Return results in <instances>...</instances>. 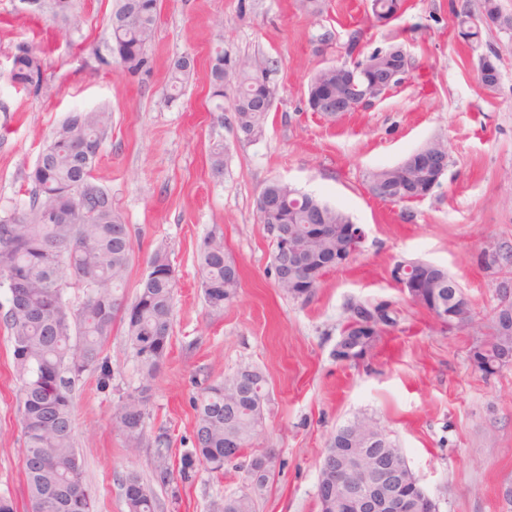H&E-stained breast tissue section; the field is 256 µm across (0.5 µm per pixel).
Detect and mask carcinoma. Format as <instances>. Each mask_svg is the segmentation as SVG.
I'll list each match as a JSON object with an SVG mask.
<instances>
[{"mask_svg":"<svg viewBox=\"0 0 512 512\" xmlns=\"http://www.w3.org/2000/svg\"><path fill=\"white\" fill-rule=\"evenodd\" d=\"M46 12L63 20L68 28L83 23L73 0H45ZM126 0L106 18L112 51L123 70L135 74L148 70V48L160 17V0H139L136 13L115 28L113 19L123 13ZM403 0H372V12L388 16L401 10ZM24 69L10 77L13 84L38 89L43 82L41 59L22 44ZM192 59L174 63L171 89L179 92L181 77L191 68ZM268 61L245 57L231 69L237 88L232 99L236 122L248 139L263 134L268 113L252 111L256 100L266 95L265 83L257 69ZM210 97L224 98V72L210 67ZM112 125V113L103 110H76L69 113L54 132L29 175L33 185L28 206L0 218V287L8 288L9 306L3 323L10 333L12 359L19 381V423L24 437L23 473L31 512H93V495L85 483L73 436V400L76 387L85 375H97V389L112 385V366L104 355V345L112 326H124L126 341L139 366V385L121 397L115 425L127 444L141 443L155 381L168 353L173 329L175 270L167 253L154 252L135 299L125 304L123 290L133 257V241L125 232L120 215L112 207V196L93 182L92 171L100 156L104 135ZM372 194L391 203L416 200L425 185L401 166L383 168L368 182ZM293 188L278 180L269 182L256 203L259 223L283 224L295 235L304 251L331 253L349 260L358 246L346 235L351 219L343 210L321 200L302 195L301 206L288 209V193ZM326 225L317 237L314 223ZM198 264L205 300L212 308L218 301L232 303L238 296L240 269L224 245V236L212 233L199 247ZM328 268L319 264L288 267V280L307 278L314 289L305 293L291 284L278 283L286 295L309 301L319 288ZM428 285L425 309L433 312L432 300L441 301L444 313L466 327L471 325L469 303L458 283L444 269H420ZM80 288L84 300L70 306L65 289ZM135 310L130 318L120 316L123 307ZM374 321L386 333L398 324L393 303L355 301L347 305V317L340 337L351 335L359 321ZM254 385L252 395L238 399L240 379ZM267 378L255 366H244L220 381L207 385L194 402L195 425L192 447L184 451L180 466L170 462L168 430L154 437L153 478L168 486L195 481L202 470L220 474L226 467L245 474L260 464L265 452L253 450L254 439L263 428L256 404L268 401ZM239 441L240 455L224 454V438ZM348 452L374 456L378 461L401 465L403 454L378 422L368 416L356 417L339 427L329 439L323 458L342 457ZM269 478L265 473L257 486L224 499L216 512H255L254 494ZM128 512H159L152 488L141 476L128 473L120 479Z\"/></svg>","mask_w":512,"mask_h":512,"instance_id":"carcinoma-1","label":"carcinoma"}]
</instances>
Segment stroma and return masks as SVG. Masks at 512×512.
<instances>
[{
  "label": "stroma",
  "instance_id": "35a3bbf8",
  "mask_svg": "<svg viewBox=\"0 0 512 512\" xmlns=\"http://www.w3.org/2000/svg\"><path fill=\"white\" fill-rule=\"evenodd\" d=\"M79 30L23 0H0V217L29 200L38 154L69 112L112 114L93 170L110 193L134 244L125 285L133 301L147 259L168 253L177 288L171 345L156 380L139 448L127 447L113 414L139 384L138 364L115 325L105 345L112 387L86 377L74 399L75 449L94 494V512H127L119 479L129 471L152 483L161 503L171 487L153 484L159 429L171 436V460L191 445L193 400L210 382L244 365L268 380L259 450L276 466L255 497L256 512H319V464L330 435L354 417H374L402 449L439 512H502L501 484L512 482V366L483 374L469 351L490 332L505 272L485 264L491 246H512V29L482 22L481 0H406L389 23L375 21L371 0H161L148 49L150 67L132 75L113 58L105 18L117 0H75ZM480 31L461 35V16ZM41 59L40 89L11 83L18 44ZM410 55L406 80L374 105L326 124L307 103L319 69L354 62L390 46ZM226 64L259 56L272 61L276 96L261 137L239 131L232 109L209 97L210 59ZM495 52L500 83L485 91L478 57ZM193 57L179 94L170 75ZM437 141L448 167L432 192L397 205L368 192L372 172L403 162ZM224 150L222 174L211 168ZM273 180L342 208L365 230L351 261L332 269L310 301L282 293L271 266L272 242L256 201ZM222 233L241 272L233 304L208 306L197 255ZM445 268L469 300L475 329L441 327L392 280L400 261ZM392 302L399 324L380 336L360 364L334 355L349 301ZM17 382L9 333L0 323V495L30 512L22 469ZM247 487L243 471L200 473L180 488V512H211Z\"/></svg>",
  "mask_w": 512,
  "mask_h": 512
}]
</instances>
